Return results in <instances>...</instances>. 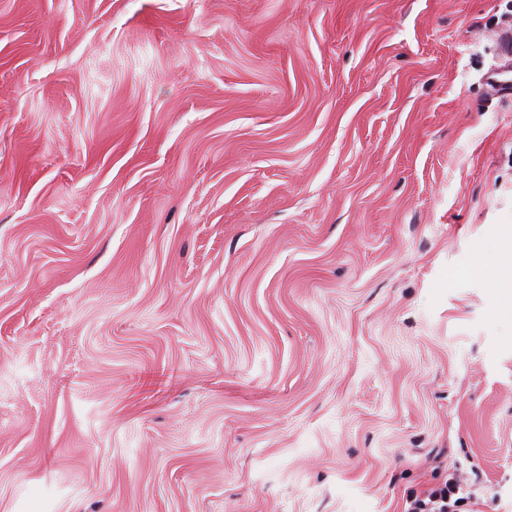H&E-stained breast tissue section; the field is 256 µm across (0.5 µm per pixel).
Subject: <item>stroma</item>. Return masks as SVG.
<instances>
[{
    "label": "stroma",
    "instance_id": "35a3bbf8",
    "mask_svg": "<svg viewBox=\"0 0 512 512\" xmlns=\"http://www.w3.org/2000/svg\"><path fill=\"white\" fill-rule=\"evenodd\" d=\"M512 0H0V512H512ZM512 68L510 64L490 71L486 76V81H493L495 91L498 96L511 99L512 97ZM472 480L457 466L448 468V479L420 494L408 496L403 512H463L475 499Z\"/></svg>",
    "mask_w": 512,
    "mask_h": 512
}]
</instances>
